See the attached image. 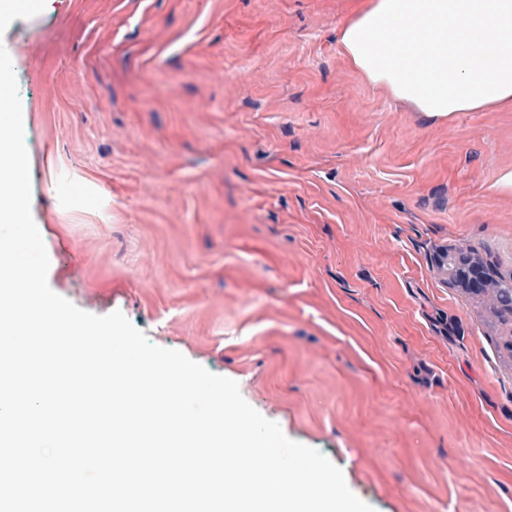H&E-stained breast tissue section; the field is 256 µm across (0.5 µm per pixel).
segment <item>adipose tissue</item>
<instances>
[{"mask_svg": "<svg viewBox=\"0 0 512 512\" xmlns=\"http://www.w3.org/2000/svg\"><path fill=\"white\" fill-rule=\"evenodd\" d=\"M337 41L369 82L429 116L512 107V0H370Z\"/></svg>", "mask_w": 512, "mask_h": 512, "instance_id": "adipose-tissue-1", "label": "adipose tissue"}]
</instances>
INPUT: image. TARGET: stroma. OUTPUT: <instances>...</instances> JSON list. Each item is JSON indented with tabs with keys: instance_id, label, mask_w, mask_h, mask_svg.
Returning <instances> with one entry per match:
<instances>
[{
	"instance_id": "stroma-1",
	"label": "stroma",
	"mask_w": 512,
	"mask_h": 512,
	"mask_svg": "<svg viewBox=\"0 0 512 512\" xmlns=\"http://www.w3.org/2000/svg\"><path fill=\"white\" fill-rule=\"evenodd\" d=\"M367 0H46L0 35L48 283L239 385L375 512H512V110L432 118L336 31ZM492 288V308L502 319H512V288L508 283L500 282Z\"/></svg>"
}]
</instances>
